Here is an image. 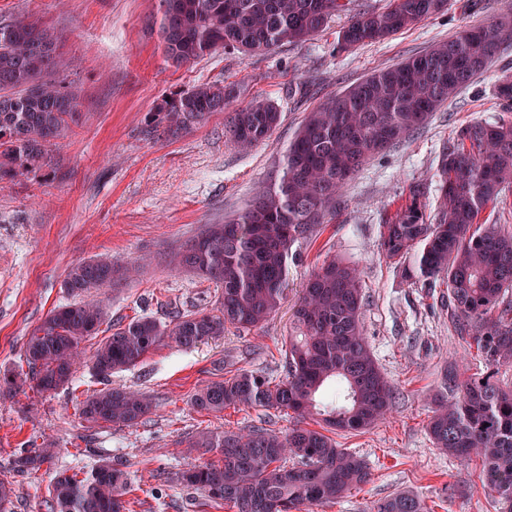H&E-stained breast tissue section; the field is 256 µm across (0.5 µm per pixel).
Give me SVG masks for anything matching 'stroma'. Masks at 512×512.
I'll return each instance as SVG.
<instances>
[{
	"label": "stroma",
	"mask_w": 512,
	"mask_h": 512,
	"mask_svg": "<svg viewBox=\"0 0 512 512\" xmlns=\"http://www.w3.org/2000/svg\"><path fill=\"white\" fill-rule=\"evenodd\" d=\"M392 0H347L346 13L302 44H282L247 55L217 51L195 63L164 60L158 33L159 0H0V19L39 20L59 37L80 89L78 116L57 140L53 164L0 188V370L21 365L31 331L55 307L70 303L63 288L69 268L97 256L135 264L136 274L102 290L109 319L82 348L92 353L113 326L149 315L163 323L212 309L215 286L173 269L170 256L205 225L221 224L278 179L281 161L309 112L373 71L394 66L436 42L512 13V0H447L441 13L388 38L337 50L349 15L383 11ZM512 76V41L500 45L486 70L458 91L428 123L373 155L345 187L329 223L300 242L278 312L248 333L233 329L189 350L161 346L112 383L149 394L155 408L136 428L92 426L73 408L74 392L97 389L88 368L71 385L50 393L25 388L0 396V478L12 482L14 512H45L56 472L89 470L107 461L126 470L134 489L130 512H231L185 489L176 475L214 460L187 447L201 429L213 432L297 424V415L263 408L201 414L194 392L247 369L270 378L285 374L292 308L310 273L341 257L359 263L366 304L363 326L373 355L394 386L390 414L373 428L335 435L339 447L361 455L368 483L311 512H369L374 502L403 492L428 512H497L484 487L480 460L463 462L434 448L427 434L431 398L443 378L486 374L472 339L458 336L448 304L407 283L401 267L379 255L380 226L403 204L411 185L434 199L442 149L475 121L512 120V104L496 94ZM210 83H234V108L265 100L281 119L272 135L248 152L225 137L226 113L173 137L148 139L144 118L162 97ZM53 442L52 469L14 472L18 449Z\"/></svg>",
	"instance_id": "obj_1"
}]
</instances>
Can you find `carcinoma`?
<instances>
[{
	"instance_id": "cac0c4a2",
	"label": "carcinoma",
	"mask_w": 512,
	"mask_h": 512,
	"mask_svg": "<svg viewBox=\"0 0 512 512\" xmlns=\"http://www.w3.org/2000/svg\"><path fill=\"white\" fill-rule=\"evenodd\" d=\"M159 36L174 66L228 51L267 50L302 43L323 30L341 0H160ZM445 0H392L385 11L353 15L339 34L348 49L385 39L439 13ZM512 39L509 17L472 27L401 63L378 70L310 112L285 151L281 174L237 218L209 224L171 263L215 284L216 306L176 316L163 325L145 315L113 329L87 364L103 388L75 402L91 425L133 428L151 413L152 398L114 388L112 374L140 364L168 344L188 350L224 335L261 327L279 310L295 244L329 222L336 197L365 160L421 128L459 89L470 84L502 42ZM54 31L35 22L0 20V184L48 166L52 147L75 116L78 93ZM231 85L201 84L166 96L145 118L151 139L175 135L228 108ZM280 112L259 101L230 113L229 140L247 151L270 137ZM438 205L413 187L394 218L382 225L380 251L403 264L405 278L425 288L442 281L457 332L476 344L488 368L481 377L446 375L427 425L435 448L481 460L484 486L499 512H512V389L494 381L512 362V232L480 224L478 216L512 184V120L477 121L458 131L441 160ZM131 269L96 256L70 268L64 288L77 300L51 310L24 345L27 369L3 372L0 387L41 392L72 382L81 343L97 333L108 312L100 291ZM364 292L358 266L333 258L313 271L294 307L286 375L273 380L240 369L195 391L192 407L219 414L228 407H261L299 417L318 415L334 431L367 429L391 411L394 389L364 336ZM190 448L219 454L181 472L179 482L234 512H306L367 483L364 459L302 425L286 432L254 427L214 433L202 429ZM52 444L21 448L22 473L53 464ZM128 475L103 461L79 475L59 472L47 512H127ZM372 512H426L409 494L376 503Z\"/></svg>"
}]
</instances>
